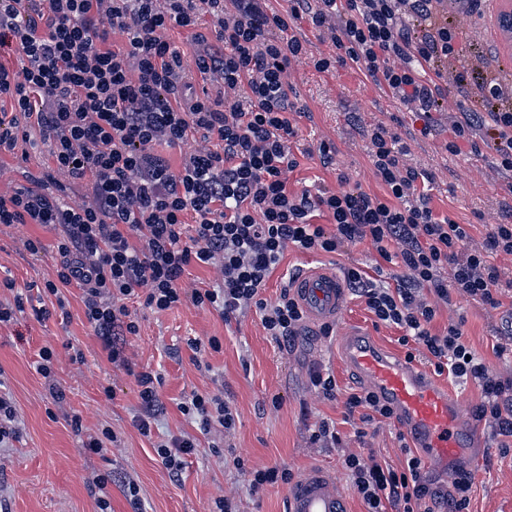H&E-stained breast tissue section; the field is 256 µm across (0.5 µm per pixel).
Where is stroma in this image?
<instances>
[{
	"label": "stroma",
	"instance_id": "1",
	"mask_svg": "<svg viewBox=\"0 0 512 512\" xmlns=\"http://www.w3.org/2000/svg\"><path fill=\"white\" fill-rule=\"evenodd\" d=\"M500 9L501 0H489L483 15L469 16L461 12L457 0H450L449 19L468 33L452 64L468 69L475 79L488 74L507 86L512 84V50L505 48L495 30ZM288 33L306 41L310 56L309 63L293 66L288 73L309 109L297 120L296 145L303 149L324 143L333 157L328 165L316 155L301 159L288 175L291 190L334 189L344 178L367 193L383 195L384 188L372 171L368 139L370 129L382 125L408 146V164L431 174L424 190L435 213L469 225L474 242H481L492 224L512 214V172L497 167L492 148L457 155L445 149L452 124L470 106L456 90H449L441 111L424 117L407 111L356 68L317 71L313 59L335 56L337 50L330 40L320 39L308 22L296 23ZM428 122L433 129L426 135L422 128ZM31 140L25 153L0 157V194L21 184L24 174L43 172L46 149L39 133H32ZM30 237L41 239L43 253L26 250L24 242ZM58 238V229L38 224L0 230V281L12 279L22 290L55 279ZM349 267L379 282L401 271L399 263L384 261L365 242L343 256L303 253L291 247L262 295L276 299L290 277L303 269H329L341 275ZM67 297L68 320L39 319L28 306L14 322L0 326V392L10 396L21 421L19 440L11 447H0V512H99L97 501L103 497L109 499L112 512H134L124 489L130 481L139 490L144 512H212L215 498L226 492L240 494L244 512H283L286 485L268 486L255 495L249 490L250 469L275 465L287 467L296 477L315 467L331 470L349 492V512H365L361 498L350 490L343 450L401 467L400 430L394 422L367 427L360 440L355 422L344 414L346 396L361 386L342 363L339 334L367 328L393 352L403 351L397 342L399 330L375 324L363 299L347 296L333 336H322L319 324L308 322L284 346L266 335L252 311L227 322L217 313L189 304L157 313L133 303L129 309L139 333L128 339L133 370L126 373L107 361L84 317L78 287H70ZM451 323L461 324L465 341L492 374L512 377V304L493 309L457 298L441 307L433 327L440 331ZM212 337L219 339L221 348L206 347L204 358L210 368L204 371L197 367L190 343L195 340L206 346ZM45 346L57 354L55 379L65 393L61 400L33 367ZM74 348L81 350L83 361H71ZM316 371L335 379V398L315 391L311 375ZM139 372L160 378L161 412L149 438L134 425L140 412L135 379ZM218 391L238 413L234 430L213 440L200 438L182 471L170 472L153 447V437L195 434L181 403L196 392ZM75 415L82 421L78 432L70 425ZM324 419L334 422L339 444L312 441L313 431ZM104 428L117 437L111 454L103 458L84 451V435ZM500 441L493 428H486L485 446L470 467V512H512V447L501 448ZM101 474L110 477L103 488L95 483Z\"/></svg>",
	"mask_w": 512,
	"mask_h": 512
}]
</instances>
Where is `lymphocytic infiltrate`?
I'll return each instance as SVG.
<instances>
[{"label":"lymphocytic infiltrate","mask_w":512,"mask_h":512,"mask_svg":"<svg viewBox=\"0 0 512 512\" xmlns=\"http://www.w3.org/2000/svg\"><path fill=\"white\" fill-rule=\"evenodd\" d=\"M265 0H0V156L38 130L48 163L42 178L0 195V227H60L55 279L41 293L65 309L64 288L83 292L85 318L108 361L129 368L125 337L139 333L129 310L139 302L157 312L184 303L226 321L248 309L273 341L298 335L305 313L290 289L275 300L262 290L288 248L343 253L369 242L403 268L394 286L374 284L354 268L348 290L363 298L375 321L399 329L407 358H428L436 373L476 383L478 419L512 438V378L491 374L473 356L460 325L436 333L432 323L453 297L502 304L501 272L491 255H512V223L492 225L472 243L468 225L438 219L422 172L405 162L408 148L385 126L369 136L375 177L384 196L360 187L294 192L288 175L299 165L291 145L303 114L288 71L307 55L305 42L281 38L305 20L328 33L346 59L386 87L409 111H440L449 87L472 106L451 128L446 145L461 153L475 128L487 129L498 165L512 171V88L473 82L449 72L458 27L442 17L447 0H290L287 16L268 14ZM214 18L212 37H199L192 60L169 38L172 29ZM15 51L16 64L2 63ZM218 84L197 95L189 72ZM201 137L204 146L189 148ZM183 147L179 167L156 145ZM85 184L90 200L67 203L70 185ZM194 234L184 239L186 223ZM214 268L205 288H185L191 264ZM346 418L362 427L392 409L369 391L350 393ZM181 410L198 436L234 429L237 412L220 394H193ZM356 430V437L364 432ZM401 469L356 453L343 467L366 512H468L472 475L456 470L443 491L420 456L403 446Z\"/></svg>","instance_id":"obj_1"}]
</instances>
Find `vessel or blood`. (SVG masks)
I'll return each mask as SVG.
<instances>
[{
	"instance_id": "1",
	"label": "vessel or blood",
	"mask_w": 512,
	"mask_h": 512,
	"mask_svg": "<svg viewBox=\"0 0 512 512\" xmlns=\"http://www.w3.org/2000/svg\"><path fill=\"white\" fill-rule=\"evenodd\" d=\"M292 286L306 315L317 322L337 318L346 303L341 279L328 270L302 272ZM341 353L349 373L392 408L395 423L438 469L448 470L477 454L484 429L464 415L457 391L359 331L344 334ZM285 503V512L347 510L344 491L324 468L304 473L288 488Z\"/></svg>"
}]
</instances>
